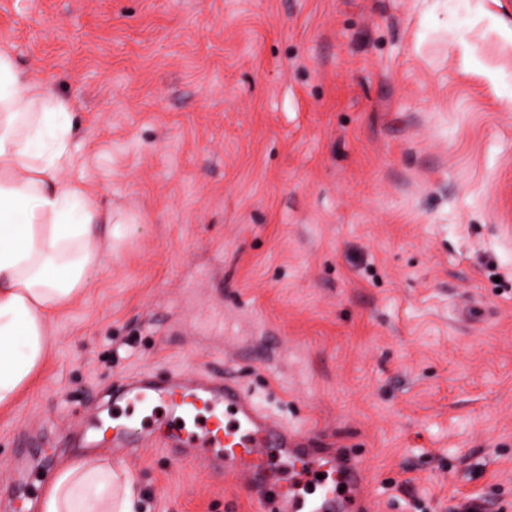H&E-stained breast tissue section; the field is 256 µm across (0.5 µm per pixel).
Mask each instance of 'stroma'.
<instances>
[{"label": "stroma", "mask_w": 512, "mask_h": 512, "mask_svg": "<svg viewBox=\"0 0 512 512\" xmlns=\"http://www.w3.org/2000/svg\"><path fill=\"white\" fill-rule=\"evenodd\" d=\"M123 223L0 410V512L109 457L140 512H259L112 389L232 371L374 512H512V0H0Z\"/></svg>", "instance_id": "1"}]
</instances>
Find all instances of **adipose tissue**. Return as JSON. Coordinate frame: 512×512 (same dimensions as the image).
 <instances>
[{
    "label": "adipose tissue",
    "mask_w": 512,
    "mask_h": 512,
    "mask_svg": "<svg viewBox=\"0 0 512 512\" xmlns=\"http://www.w3.org/2000/svg\"><path fill=\"white\" fill-rule=\"evenodd\" d=\"M72 116L45 80L0 46V409L43 364L51 324L112 263L111 209L64 180ZM38 512H137L132 477L99 458L62 467Z\"/></svg>",
    "instance_id": "1"
}]
</instances>
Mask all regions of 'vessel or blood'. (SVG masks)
Returning a JSON list of instances; mask_svg holds the SVG:
<instances>
[{
    "instance_id": "obj_1",
    "label": "vessel or blood",
    "mask_w": 512,
    "mask_h": 512,
    "mask_svg": "<svg viewBox=\"0 0 512 512\" xmlns=\"http://www.w3.org/2000/svg\"><path fill=\"white\" fill-rule=\"evenodd\" d=\"M152 418L174 424L182 448H209L222 455L226 471L244 476L264 512H364L367 471L342 448H323L301 431L259 409L232 375L151 386ZM292 466L277 491L264 484L266 472ZM328 465L319 495L297 465Z\"/></svg>"
}]
</instances>
